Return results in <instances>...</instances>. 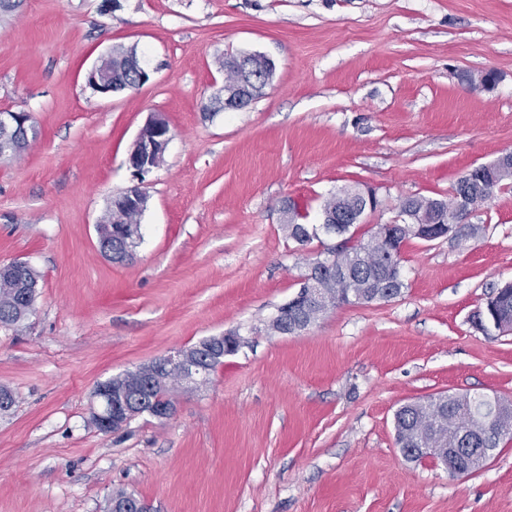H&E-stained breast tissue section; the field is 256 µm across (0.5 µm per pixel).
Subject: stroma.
Instances as JSON below:
<instances>
[{
    "instance_id": "1",
    "label": "stroma",
    "mask_w": 512,
    "mask_h": 512,
    "mask_svg": "<svg viewBox=\"0 0 512 512\" xmlns=\"http://www.w3.org/2000/svg\"><path fill=\"white\" fill-rule=\"evenodd\" d=\"M24 0L0 14V111L38 136L0 159V264L39 275L34 312L0 327V512H104L125 489L157 512H512V441L450 477L404 461L394 413L437 393L512 400V332L473 314L512 281V178L469 218L464 243L409 240L405 287L341 305L308 331H269L321 240L299 246L280 204L321 224L343 185L381 206L357 225L400 223L399 202L439 197L512 151V0ZM117 46L147 83L108 97L86 71ZM275 64L262 97L216 115L228 53ZM495 71L474 90L461 73ZM172 137L134 178L147 118ZM148 196L130 264L99 250L113 196ZM241 337L168 420L102 433L98 382L218 335Z\"/></svg>"
}]
</instances>
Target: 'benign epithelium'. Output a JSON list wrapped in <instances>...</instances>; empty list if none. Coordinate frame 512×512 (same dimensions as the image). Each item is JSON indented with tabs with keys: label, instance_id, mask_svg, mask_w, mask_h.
<instances>
[{
	"label": "benign epithelium",
	"instance_id": "7a95c632",
	"mask_svg": "<svg viewBox=\"0 0 512 512\" xmlns=\"http://www.w3.org/2000/svg\"><path fill=\"white\" fill-rule=\"evenodd\" d=\"M125 69L142 85L149 80V71L145 63L135 57H129L125 62ZM275 69L274 63L268 57L259 53H244L224 60V71L232 74L233 80L220 88L221 95L212 98V104L217 111H235L244 107L253 97L263 93L269 82V72ZM86 87L94 93L109 95L119 92L127 85L112 78V53L100 59L85 73ZM0 134L5 141L0 146V158L16 156L19 151L17 141L24 143L37 137L33 117L29 112H0ZM171 139L168 121L161 114L151 115L140 129L133 141L127 162L133 173L141 177L153 168L159 166L163 159L167 145ZM512 168V153L508 152L496 160L480 164L476 169L489 174ZM372 193L353 187H343L336 192V199L341 204L337 221H351L361 224L365 216L375 212ZM148 197L140 187L133 186L123 194L112 199L107 210L124 209L134 210L139 214L145 212ZM410 227L426 241L439 238L452 239L455 232L448 229L446 221L435 212H427L416 208L405 212ZM395 232L391 224L377 225L376 242L382 247V252L391 259V270L401 271V258L398 257L397 248L394 247ZM99 247L105 257L110 260H119L124 264L133 262L135 253L121 252L112 247V238L98 239ZM336 271L334 255L325 253L312 263L310 274L302 278L300 291L287 303L278 309L277 315L271 320V325L278 328L283 335L297 334L307 330L312 323L299 316L301 310L309 304H316L323 308L335 305L324 288L321 278ZM237 339L233 336H220L210 345L203 346L198 343L192 347L178 349L161 356L147 364L142 369L135 370L137 379L126 385H112L109 381L97 384L93 403L97 408L92 411V421L102 430L115 432L127 426L137 415L130 394L142 391L154 385L150 376L158 369L174 371L180 374L184 388L189 390L198 386L205 373V366L224 353L235 348ZM177 404L175 401H162L151 405L149 413L159 419H169L175 415ZM396 443L401 457L410 462L432 453L436 463L454 476L466 467L469 472L481 470L491 459V448H450L448 447V426L436 423L417 436L411 431L395 435ZM112 512H155L152 505L130 493L112 502Z\"/></svg>",
	"mask_w": 512,
	"mask_h": 512
}]
</instances>
